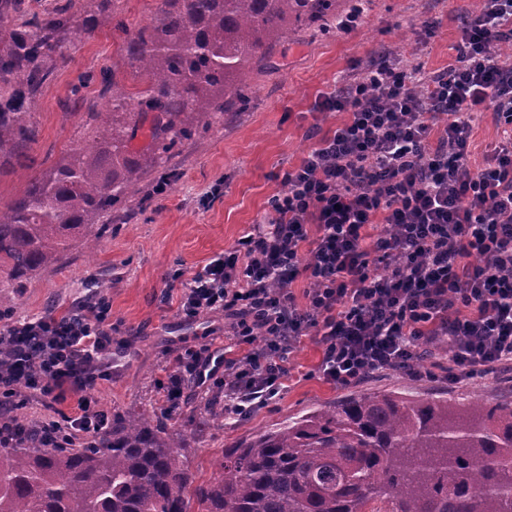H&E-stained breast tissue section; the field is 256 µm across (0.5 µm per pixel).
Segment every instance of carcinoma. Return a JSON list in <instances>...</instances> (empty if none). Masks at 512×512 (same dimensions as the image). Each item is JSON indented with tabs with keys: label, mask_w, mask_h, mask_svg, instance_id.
<instances>
[{
	"label": "carcinoma",
	"mask_w": 512,
	"mask_h": 512,
	"mask_svg": "<svg viewBox=\"0 0 512 512\" xmlns=\"http://www.w3.org/2000/svg\"><path fill=\"white\" fill-rule=\"evenodd\" d=\"M337 0H156L119 49L142 79L114 84L92 135L0 206V268L18 283L57 263L77 236L138 195L145 175L201 125L245 104L254 68L302 26L336 18ZM73 0L39 14L0 0V175L33 162L36 102L69 57ZM148 151L132 149L138 136ZM182 435L144 414L112 415L96 445L24 440L0 448V512H512V402L362 392L224 449L193 484Z\"/></svg>",
	"instance_id": "cac0c4a2"
}]
</instances>
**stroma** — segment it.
<instances>
[{
  "label": "stroma",
  "mask_w": 512,
  "mask_h": 512,
  "mask_svg": "<svg viewBox=\"0 0 512 512\" xmlns=\"http://www.w3.org/2000/svg\"><path fill=\"white\" fill-rule=\"evenodd\" d=\"M471 0H368L357 29L345 34L302 27L276 47L270 61L254 70L246 109L183 141L167 168L175 179L166 192L144 198L131 216L112 214L96 252L74 243L53 267L22 283L0 272V292L13 297L15 317L66 312L88 299V283L105 285L112 302L113 349L121 350L112 376L98 381L95 396L119 414L150 413L154 421L183 436L181 460L194 482L209 480L225 448L277 427L284 420L333 404L359 392H396L408 399L446 394L465 401L475 396L512 401V381L499 374L449 379L447 355L425 360L419 375L396 371L372 375L339 388L318 370L320 347L309 336L290 354L286 388L245 419L195 425L207 403L223 395L217 382L185 390L176 413H169L160 385L173 356L185 349L221 352L231 341L220 312L185 317L173 275L192 274L222 255L269 209L282 191L284 171L297 167L315 137L332 133L347 115L320 113L319 95L342 79L360 75L381 52L400 55L425 70L445 68L460 40V19ZM92 31H78L67 64L44 88L33 120L38 139L29 149L35 163L0 176V205H7L27 183L54 165L87 137V113L104 111L103 74L128 90L140 85L138 73L118 51L111 17L98 15ZM79 96H72L73 85Z\"/></svg>",
  "instance_id": "1"
}]
</instances>
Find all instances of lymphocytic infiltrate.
<instances>
[{
    "mask_svg": "<svg viewBox=\"0 0 512 512\" xmlns=\"http://www.w3.org/2000/svg\"><path fill=\"white\" fill-rule=\"evenodd\" d=\"M512 0H483L466 19L448 67L435 72L386 54L315 103L347 120L320 138L283 192L237 243L182 288L194 317L224 312L246 353L224 361V414L244 417L278 395L286 361L316 337L319 371L339 387L371 374H417L420 350L445 343L453 379L512 372ZM502 137L480 169L469 147L480 110ZM382 230L368 237V226ZM309 281L302 297L291 286ZM109 300L0 329V446L23 435L58 445L97 434L107 413L93 395L112 368ZM209 357L178 353L167 382L204 384ZM76 397L67 424L35 427L4 413L22 394Z\"/></svg>",
    "mask_w": 512,
    "mask_h": 512,
    "instance_id": "lymphocytic-infiltrate-1",
    "label": "lymphocytic infiltrate"
}]
</instances>
